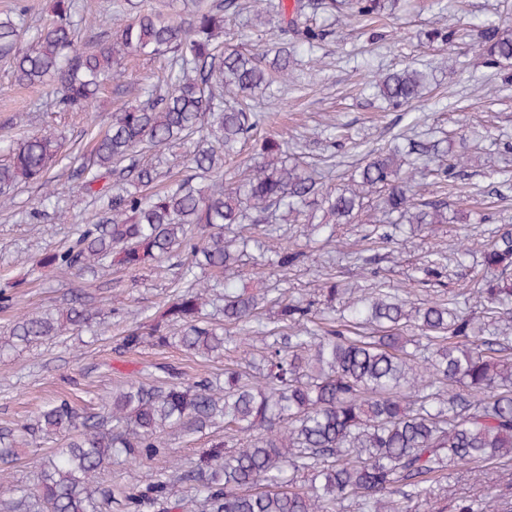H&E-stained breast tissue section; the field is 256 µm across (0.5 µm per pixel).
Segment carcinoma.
Segmentation results:
<instances>
[{
	"mask_svg": "<svg viewBox=\"0 0 512 512\" xmlns=\"http://www.w3.org/2000/svg\"><path fill=\"white\" fill-rule=\"evenodd\" d=\"M255 11V20L279 18L282 34L293 33L314 51L328 30L305 18L312 5L324 14L360 16L385 9L384 0H171V14L151 9L131 13L132 0H111L110 30L97 49L82 45L91 20L75 0H55L52 19L28 23L25 12L0 14V62L18 83L47 88L56 112H88L108 82L123 77L122 59L145 55L167 60L166 89L140 88L144 101L112 113L108 129L82 158L76 178L96 206L94 222L83 225L63 250L41 255L35 266L55 276L95 274L105 265L140 269L183 255L184 289L149 320L129 326L126 351L146 345L179 347L205 360L220 359L224 334H251L243 357L224 365V380H183L169 372L156 384L116 388L99 409L88 411L68 399L42 409L34 422L0 427V463L8 464L40 436L65 437L41 464L35 487L13 490L0 512H99L117 503L122 512H340L345 503L361 512H409L410 504L434 493L450 465L512 461V336L483 335L474 313L439 301L415 303L379 289L353 304L338 324L308 327L317 302L281 289L270 297L224 278V292L198 272L233 273L241 251L224 238V228L270 224L282 211L304 215L309 199L321 203L336 223L363 210L371 193L382 198L379 240H392L402 224H448L456 202V168L463 157L440 169L448 195L427 198L416 190V169L406 156L428 158V149L405 135L406 150L394 146L359 166L335 193L306 169L288 163V134L266 141L260 160L245 178L224 183V158L258 125L259 113L224 100V89L244 99L269 98L288 86L294 50L282 42L272 51L244 54L220 49L224 5ZM478 46L493 62L512 59V37L488 24L477 30ZM424 75L415 68L375 82L392 106L419 97ZM187 175L163 191L145 193L157 179L155 166L138 156L192 137ZM64 147L55 128L11 136L0 159V206L25 185H49V171ZM266 248L282 268L304 253L267 233ZM486 275L478 289L491 307L512 306V228L495 231L483 252ZM222 302L223 320L207 307ZM90 298L68 299L63 307L18 317L0 338V356L20 346L63 336L93 319ZM277 308L279 326L259 319ZM417 330L403 336L406 327ZM424 348L417 357L407 344ZM224 426V439L202 449L186 469L147 471L142 479L112 489L99 474L115 453L141 467L167 455L174 430L202 433ZM457 512H512V500L486 508L464 500Z\"/></svg>",
	"mask_w": 512,
	"mask_h": 512,
	"instance_id": "1",
	"label": "carcinoma"
}]
</instances>
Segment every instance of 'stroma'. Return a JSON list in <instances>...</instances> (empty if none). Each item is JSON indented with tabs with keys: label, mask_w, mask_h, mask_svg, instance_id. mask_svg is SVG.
<instances>
[{
	"label": "stroma",
	"mask_w": 512,
	"mask_h": 512,
	"mask_svg": "<svg viewBox=\"0 0 512 512\" xmlns=\"http://www.w3.org/2000/svg\"><path fill=\"white\" fill-rule=\"evenodd\" d=\"M483 21L498 22L501 34L512 36V0H397L393 9L371 21L317 15V25L326 27L328 36L315 52L298 48L294 83L276 98L257 103L262 119L241 154L225 162V177L240 174L264 140L285 130L294 138L295 160L321 173L325 188L335 190L368 152L407 130L447 140L474 122L482 138L459 167L458 183L476 199L460 205L453 223L407 229L388 244L377 242V227L364 213L337 225L330 240L320 229L322 210H315L309 224L274 220L282 244L304 252V259L286 269L259 267L253 263L258 250L250 248L238 286L284 288L294 297L314 299L329 271L342 288L336 298L340 309L372 289L394 288L417 302L459 304L479 313L487 328H512V315L486 312L475 293L485 245L500 221H512V190L504 196L495 192L500 182L512 180V60L488 64L476 36H463V29ZM450 29L456 36L448 41L443 34ZM223 39L249 53L277 42L278 29L228 10ZM407 65L433 71L421 96L409 104L389 106L365 89L370 74ZM122 67L120 85H108L92 112L56 114L43 87L18 84L11 69L0 63V136L14 134L13 122L21 115L28 130L50 125L61 131L68 152L51 172L58 188L56 206L41 208L44 188L34 183L19 189L12 207L0 210V291L11 297L9 306L0 307V336L18 315L58 307L77 293L93 297L100 310L89 328L0 358V425L34 418L42 406L63 395L82 406H97L112 388L157 377L161 364L174 365L191 379L223 372L225 364L239 358L234 350L205 362L175 347L121 348L123 330L158 314L176 293L182 283L179 258L132 272L111 266L93 277L62 278L33 268L35 257L68 246L79 227L93 219L91 200L70 176L74 157L86 150L92 133L108 127L113 112L139 104V84L163 83L167 74L164 60L143 56L125 58ZM439 250L450 255L447 267L436 275L423 274L427 255ZM223 436L220 429L207 435L175 432L167 456L151 467L189 465L202 448ZM58 445L55 438L44 437L22 449L9 467L11 485L34 487L42 458ZM509 496L512 466L490 465L477 472L452 466L445 485L415 502L413 512H455L465 497Z\"/></svg>",
	"instance_id": "stroma-1"
}]
</instances>
